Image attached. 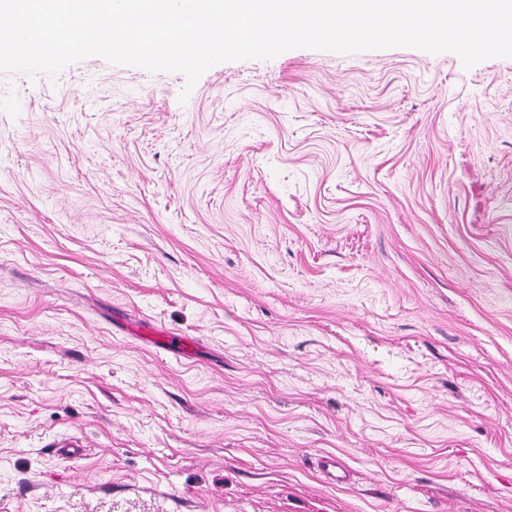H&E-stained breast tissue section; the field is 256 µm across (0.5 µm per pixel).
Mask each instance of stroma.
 <instances>
[{
    "label": "stroma",
    "mask_w": 512,
    "mask_h": 512,
    "mask_svg": "<svg viewBox=\"0 0 512 512\" xmlns=\"http://www.w3.org/2000/svg\"><path fill=\"white\" fill-rule=\"evenodd\" d=\"M0 512H512V58L0 72ZM142 329L147 334H154L157 336L154 340H152V344H159L166 350H170L171 352H178V349L183 350L186 347L185 338L180 336L178 333L158 329L152 325H142Z\"/></svg>",
    "instance_id": "1"
}]
</instances>
